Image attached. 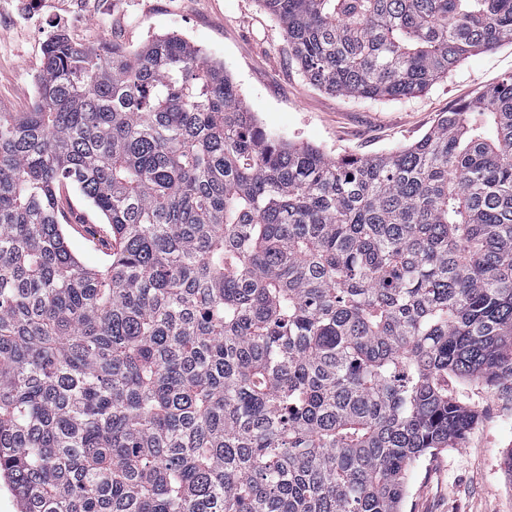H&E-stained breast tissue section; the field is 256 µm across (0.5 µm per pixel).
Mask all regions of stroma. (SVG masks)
Segmentation results:
<instances>
[{
  "mask_svg": "<svg viewBox=\"0 0 512 512\" xmlns=\"http://www.w3.org/2000/svg\"><path fill=\"white\" fill-rule=\"evenodd\" d=\"M0 0V112L29 111L48 32L138 49L175 35L221 63L259 124L328 157H372L413 144L453 109L512 74V44L460 62L403 99H358L315 87L258 0ZM479 424L410 473L403 512H512V399L479 389Z\"/></svg>",
  "mask_w": 512,
  "mask_h": 512,
  "instance_id": "stroma-1",
  "label": "stroma"
}]
</instances>
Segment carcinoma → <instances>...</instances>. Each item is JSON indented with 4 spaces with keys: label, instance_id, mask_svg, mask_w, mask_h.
<instances>
[{
    "label": "carcinoma",
    "instance_id": "carcinoma-1",
    "mask_svg": "<svg viewBox=\"0 0 512 512\" xmlns=\"http://www.w3.org/2000/svg\"><path fill=\"white\" fill-rule=\"evenodd\" d=\"M308 81L401 99L512 0H259ZM104 218L88 267L60 223ZM512 394V75L371 158L282 141L177 36L50 39L0 112V477L18 512H402ZM67 217L72 222H68ZM64 221L62 224L70 225L67 226L68 234L72 242V248L79 258L89 265H101L105 260L104 255L94 247L92 242L79 234L72 226L73 224L101 225V219L93 212L78 192L70 193V205L65 210Z\"/></svg>",
    "mask_w": 512,
    "mask_h": 512
}]
</instances>
